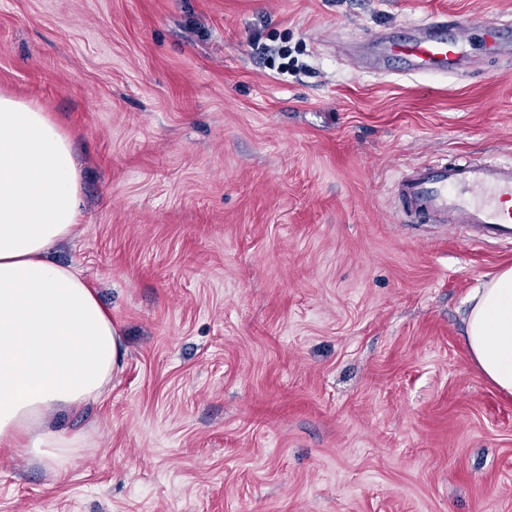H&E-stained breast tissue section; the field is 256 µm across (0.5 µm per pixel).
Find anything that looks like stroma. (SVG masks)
I'll list each match as a JSON object with an SVG mask.
<instances>
[{"label":"stroma","mask_w":512,"mask_h":512,"mask_svg":"<svg viewBox=\"0 0 512 512\" xmlns=\"http://www.w3.org/2000/svg\"><path fill=\"white\" fill-rule=\"evenodd\" d=\"M512 0H0V94L71 137L76 263L126 349L0 512H512V397L463 311L512 265L410 216L426 161L512 160V64L420 78L375 32Z\"/></svg>","instance_id":"stroma-1"}]
</instances>
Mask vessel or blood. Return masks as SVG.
I'll return each mask as SVG.
<instances>
[{"instance_id": "b4317fda", "label": "vessel or blood", "mask_w": 512, "mask_h": 512, "mask_svg": "<svg viewBox=\"0 0 512 512\" xmlns=\"http://www.w3.org/2000/svg\"><path fill=\"white\" fill-rule=\"evenodd\" d=\"M499 57L512 55L503 26L482 20L411 23L405 35L378 33L374 39L385 59L404 63L413 74L446 75L468 60L474 37ZM394 186L420 219L448 230L490 234L512 241V162L433 163L400 173Z\"/></svg>"}]
</instances>
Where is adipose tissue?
Listing matches in <instances>:
<instances>
[{"instance_id":"ef3b65f1","label":"adipose tissue","mask_w":512,"mask_h":512,"mask_svg":"<svg viewBox=\"0 0 512 512\" xmlns=\"http://www.w3.org/2000/svg\"><path fill=\"white\" fill-rule=\"evenodd\" d=\"M79 172L47 115L0 95V446L64 470L85 441L60 420L99 400L121 365L112 316L85 277L53 261L74 233ZM470 356L512 396V266L470 298Z\"/></svg>"}]
</instances>
